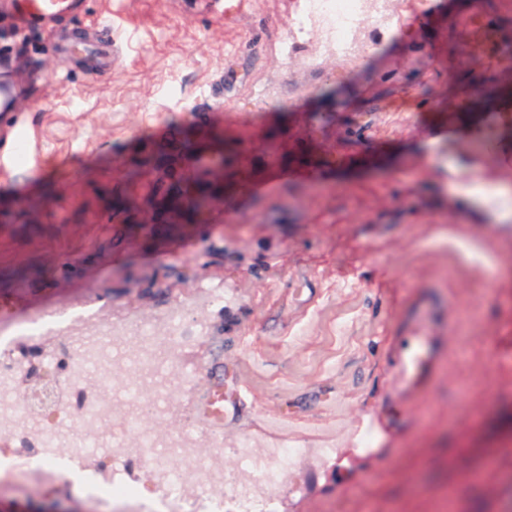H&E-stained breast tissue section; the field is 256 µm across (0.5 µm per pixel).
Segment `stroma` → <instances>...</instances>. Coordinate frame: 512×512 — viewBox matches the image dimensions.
<instances>
[{
    "mask_svg": "<svg viewBox=\"0 0 512 512\" xmlns=\"http://www.w3.org/2000/svg\"><path fill=\"white\" fill-rule=\"evenodd\" d=\"M0 0V321L81 297L89 320L16 338L30 374L71 377L86 326L137 322L168 335L185 381L165 433L238 448L298 449L274 512H512V223L474 192L512 186V0H396L359 63L320 33L285 55L297 0H80L20 22ZM200 120L235 141L249 181L203 225L125 233L110 249L112 189L143 136ZM113 238V237H112ZM43 277H24L29 265ZM220 291L215 302L210 292ZM442 348L427 387L396 388L419 314ZM222 421L196 416L214 392ZM0 500L37 512H138L76 486L36 491L0 470Z\"/></svg>",
    "mask_w": 512,
    "mask_h": 512,
    "instance_id": "stroma-1",
    "label": "stroma"
}]
</instances>
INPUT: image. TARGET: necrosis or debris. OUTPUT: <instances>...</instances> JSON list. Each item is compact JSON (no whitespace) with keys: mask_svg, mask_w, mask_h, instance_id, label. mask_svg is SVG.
<instances>
[{"mask_svg":"<svg viewBox=\"0 0 512 512\" xmlns=\"http://www.w3.org/2000/svg\"><path fill=\"white\" fill-rule=\"evenodd\" d=\"M389 17L390 0H306L305 9L290 23L288 44L293 47L302 42L313 24L319 22L329 33L336 57L353 63L366 50V38L373 35L371 22ZM76 354L82 365L132 367L134 383L151 385L153 398L128 400L118 392L98 393L86 377L77 376L55 380L57 399L48 407H39L31 392H14L15 366L10 347L0 343V467L22 461L15 449L4 447V440L30 434L38 443L40 457L50 463L49 468L33 469L36 483H62L70 471L88 470L95 477V491L109 493L116 500L139 496L142 486L150 485L158 500L142 505L141 512H223V500L213 498L212 493L234 482L236 473L215 467L195 442L146 427L149 421L167 417L163 397L173 383L163 354L154 349L151 337L137 327L124 329L116 336L107 330L82 337ZM121 403L127 406L125 419L114 423L109 431H101L103 412ZM135 426L140 429V445L133 449L122 440ZM136 453L145 455L147 462L141 481L132 482L113 469L112 460ZM252 457L254 462L244 473L256 485L239 507L241 512H266L270 501L262 492V483L278 479L289 461L296 459L297 451L286 447L271 453L256 451ZM175 458L183 460L182 468H172Z\"/></svg>","mask_w":512,"mask_h":512,"instance_id":"4bbe7bcc","label":"necrosis or debris"}]
</instances>
